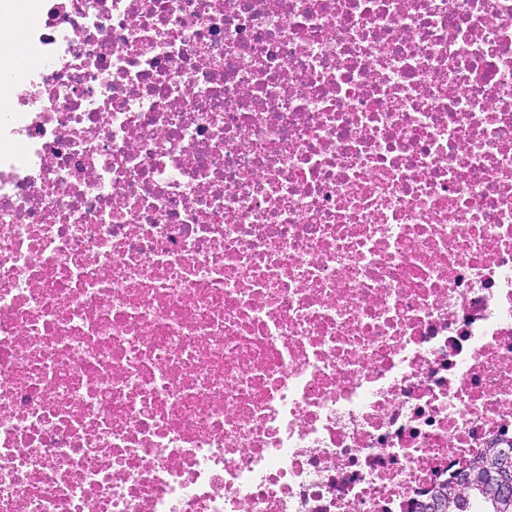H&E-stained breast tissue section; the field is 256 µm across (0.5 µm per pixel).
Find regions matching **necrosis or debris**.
<instances>
[{
    "mask_svg": "<svg viewBox=\"0 0 512 512\" xmlns=\"http://www.w3.org/2000/svg\"><path fill=\"white\" fill-rule=\"evenodd\" d=\"M0 512H419L512 447V0H0Z\"/></svg>",
    "mask_w": 512,
    "mask_h": 512,
    "instance_id": "4bbe7bcc",
    "label": "necrosis or debris"
}]
</instances>
